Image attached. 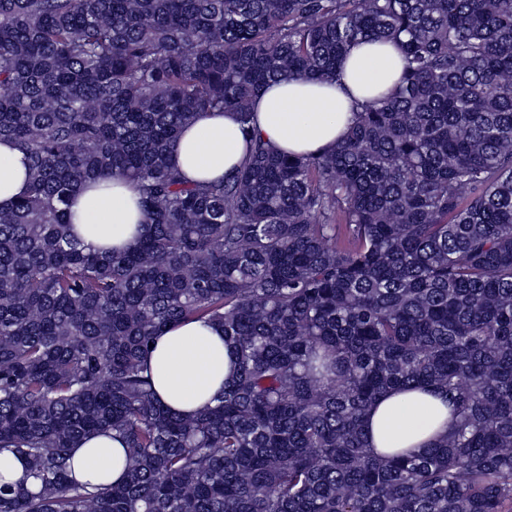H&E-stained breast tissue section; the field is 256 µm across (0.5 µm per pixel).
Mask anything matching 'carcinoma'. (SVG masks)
Listing matches in <instances>:
<instances>
[{
  "label": "carcinoma",
  "instance_id": "carcinoma-1",
  "mask_svg": "<svg viewBox=\"0 0 512 512\" xmlns=\"http://www.w3.org/2000/svg\"><path fill=\"white\" fill-rule=\"evenodd\" d=\"M391 42L399 83L344 138L254 141L219 180L171 164L200 112L250 132L269 82L336 78ZM0 137L29 187L0 211V512H504L512 503V0H0ZM136 182L123 252L72 234L87 180ZM224 327L236 375L170 412L149 343ZM448 399V433L380 456L391 388ZM115 432L125 480L72 476Z\"/></svg>",
  "mask_w": 512,
  "mask_h": 512
}]
</instances>
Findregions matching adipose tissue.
<instances>
[{
  "mask_svg": "<svg viewBox=\"0 0 512 512\" xmlns=\"http://www.w3.org/2000/svg\"><path fill=\"white\" fill-rule=\"evenodd\" d=\"M403 59L390 43L351 47L336 80L297 77L269 83L255 99L254 123L243 133L230 112H202L182 132L171 160L190 182L211 181L239 168L250 137L279 152L316 154L341 140L356 109L398 81ZM28 186L25 155L14 142L0 140V210H8ZM74 234L100 251L133 248L144 232L145 215L134 183L100 178L77 188L70 201ZM154 388L171 411L197 413L236 373V357L224 343V329L205 319L170 327L147 358ZM448 407L421 389H391L371 407L365 421L369 447L381 453L420 448L446 430ZM125 448L119 439L98 434L72 451V471L81 481L119 482Z\"/></svg>",
  "mask_w": 512,
  "mask_h": 512,
  "instance_id": "ef3b65f1",
  "label": "adipose tissue"
}]
</instances>
